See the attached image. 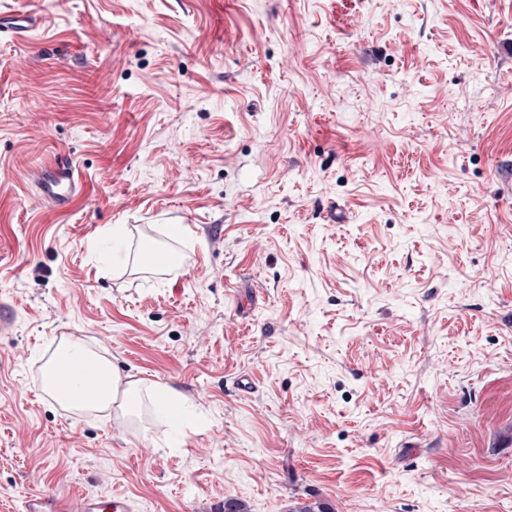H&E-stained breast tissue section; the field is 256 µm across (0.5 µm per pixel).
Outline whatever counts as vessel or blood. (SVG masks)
Masks as SVG:
<instances>
[{"label": "vessel or blood", "mask_w": 512, "mask_h": 512, "mask_svg": "<svg viewBox=\"0 0 512 512\" xmlns=\"http://www.w3.org/2000/svg\"><path fill=\"white\" fill-rule=\"evenodd\" d=\"M35 24L32 13L21 12L6 15L0 21V29L17 36L30 31ZM31 180L39 189L40 199L57 204L66 203L77 190L74 168L63 161L32 169ZM24 512H138V504L134 499L117 494L35 492L26 495Z\"/></svg>", "instance_id": "1"}]
</instances>
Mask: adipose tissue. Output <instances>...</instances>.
<instances>
[{
	"label": "adipose tissue",
	"instance_id": "obj_1",
	"mask_svg": "<svg viewBox=\"0 0 512 512\" xmlns=\"http://www.w3.org/2000/svg\"><path fill=\"white\" fill-rule=\"evenodd\" d=\"M83 357L81 348L73 343L56 352L45 374V386L51 398L59 403H72L82 408L114 405L122 415H133L140 403V384L132 380L122 381L106 358H93L94 373L88 382L79 381L68 389H57L55 375L63 363Z\"/></svg>",
	"mask_w": 512,
	"mask_h": 512
}]
</instances>
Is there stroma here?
<instances>
[{
    "label": "stroma",
    "mask_w": 512,
    "mask_h": 512,
    "mask_svg": "<svg viewBox=\"0 0 512 512\" xmlns=\"http://www.w3.org/2000/svg\"><path fill=\"white\" fill-rule=\"evenodd\" d=\"M5 8L0 512H512V0ZM66 343L139 413L54 401ZM37 23L36 18L30 12L14 13L4 16L2 23L3 28L0 30L2 33H8L11 36L23 35V33L30 31ZM31 180L38 186V197L57 204H65L77 191L75 171L63 161L32 169ZM138 503L117 494L35 492L26 495L24 512H137Z\"/></svg>",
    "instance_id": "1"
}]
</instances>
